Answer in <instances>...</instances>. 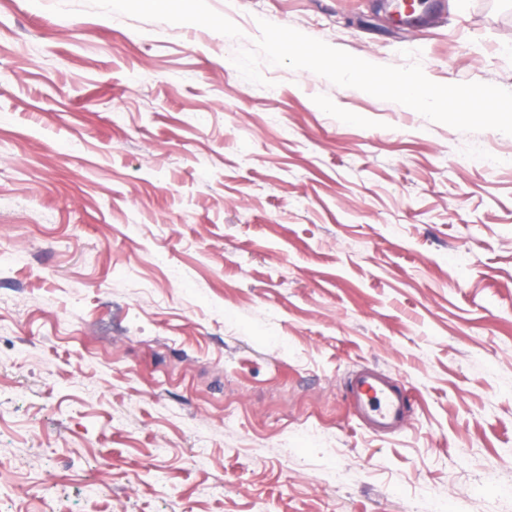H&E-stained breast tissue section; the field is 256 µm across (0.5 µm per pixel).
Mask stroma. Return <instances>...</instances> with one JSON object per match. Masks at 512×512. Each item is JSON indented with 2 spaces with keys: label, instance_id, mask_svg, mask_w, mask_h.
<instances>
[{
  "label": "stroma",
  "instance_id": "1",
  "mask_svg": "<svg viewBox=\"0 0 512 512\" xmlns=\"http://www.w3.org/2000/svg\"><path fill=\"white\" fill-rule=\"evenodd\" d=\"M112 2L0 0V512H512V168L455 164L512 135L228 55L512 89V0ZM116 11H124L130 8L152 9L170 14L175 20H182L188 12V1L176 0H113ZM183 4V7L179 5ZM396 22L417 27L437 21L446 11V0H389ZM351 404L364 425L378 435L399 427L407 413L404 392L376 368H365L351 382Z\"/></svg>",
  "mask_w": 512,
  "mask_h": 512
}]
</instances>
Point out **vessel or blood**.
<instances>
[{
  "label": "vessel or blood",
  "instance_id": "vessel-or-blood-1",
  "mask_svg": "<svg viewBox=\"0 0 512 512\" xmlns=\"http://www.w3.org/2000/svg\"><path fill=\"white\" fill-rule=\"evenodd\" d=\"M396 22L417 27L437 21L446 11V0H389ZM351 404L365 426L383 435L399 427L407 413V399L396 385L375 368L364 369L351 383Z\"/></svg>",
  "mask_w": 512,
  "mask_h": 512
}]
</instances>
